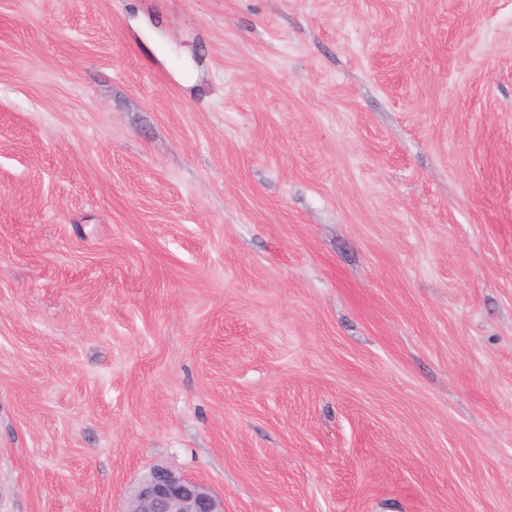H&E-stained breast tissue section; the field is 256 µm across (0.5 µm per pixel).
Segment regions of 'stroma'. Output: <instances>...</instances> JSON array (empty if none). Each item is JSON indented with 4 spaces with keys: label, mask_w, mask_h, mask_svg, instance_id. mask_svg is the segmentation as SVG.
<instances>
[{
    "label": "stroma",
    "mask_w": 512,
    "mask_h": 512,
    "mask_svg": "<svg viewBox=\"0 0 512 512\" xmlns=\"http://www.w3.org/2000/svg\"><path fill=\"white\" fill-rule=\"evenodd\" d=\"M512 512V0H0V512ZM123 512H224V499L197 479L155 466L139 479Z\"/></svg>",
    "instance_id": "obj_1"
}]
</instances>
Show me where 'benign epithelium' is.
<instances>
[{
    "label": "benign epithelium",
    "instance_id": "7a95c632",
    "mask_svg": "<svg viewBox=\"0 0 512 512\" xmlns=\"http://www.w3.org/2000/svg\"><path fill=\"white\" fill-rule=\"evenodd\" d=\"M124 512H224V499L197 479L155 466L139 479Z\"/></svg>",
    "mask_w": 512,
    "mask_h": 512
}]
</instances>
